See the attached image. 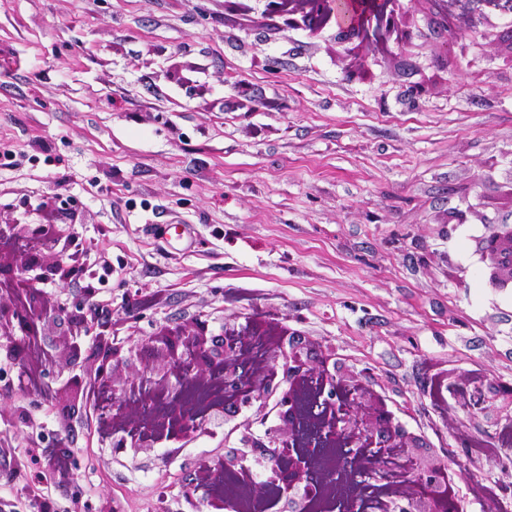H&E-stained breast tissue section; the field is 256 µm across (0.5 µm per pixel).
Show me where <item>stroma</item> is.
Here are the masks:
<instances>
[{
	"label": "stroma",
	"mask_w": 512,
	"mask_h": 512,
	"mask_svg": "<svg viewBox=\"0 0 512 512\" xmlns=\"http://www.w3.org/2000/svg\"><path fill=\"white\" fill-rule=\"evenodd\" d=\"M267 2L0 0V226L52 225L44 247L80 250L83 267L39 296L108 320L75 348L62 318L0 339V512H222L201 467L243 461L240 432L264 438L275 410L121 448L87 363L112 345L151 373L153 337L195 322L277 323L334 355L418 436V464L455 473L464 512L489 510L474 484L512 480L467 446L502 434L512 391V295L468 247L512 223V0H458L494 34L463 28L446 47L404 0L401 42L355 66L335 27L286 25ZM31 342L52 359L37 390ZM437 372L500 394L435 399ZM54 454L72 477L44 497Z\"/></svg>",
	"instance_id": "stroma-1"
}]
</instances>
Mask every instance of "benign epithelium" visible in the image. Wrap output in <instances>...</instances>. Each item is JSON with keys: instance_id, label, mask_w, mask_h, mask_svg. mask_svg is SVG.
Returning <instances> with one entry per match:
<instances>
[{"instance_id": "obj_1", "label": "benign epithelium", "mask_w": 512, "mask_h": 512, "mask_svg": "<svg viewBox=\"0 0 512 512\" xmlns=\"http://www.w3.org/2000/svg\"><path fill=\"white\" fill-rule=\"evenodd\" d=\"M272 11L287 17L288 23L301 24L315 20L334 8L344 6L352 16L370 10L378 27L390 31L402 27L403 11L399 0H309L306 10L285 12L278 0L270 2ZM340 34L347 47L345 55L354 48L348 46L352 36L364 26L354 19L339 21ZM40 231L20 224L0 228V238L13 240L35 238ZM485 279L499 292L512 293V224H493L489 232L473 240ZM46 276L66 282L79 271L77 257L64 263L58 259L42 260ZM13 299L5 302L0 296V337L37 331L47 305L31 297V285L23 280L11 282ZM68 334L63 344L79 336L105 328V323L88 320L80 312L67 315ZM264 330L253 327H224L219 336H206L203 329L184 325L166 330L157 337L158 353L163 363L147 379L139 375L117 383L114 362L121 360V351L108 348L93 351L88 356L90 370L104 386L103 407L113 410L110 420L121 425L126 436L120 444L131 443L136 448H151L165 437L164 430L187 433L194 425L187 417L193 409L180 405L181 387L189 381L205 382L214 377L224 389V404L250 406L255 401L276 397L275 406L284 426L270 431L263 439L242 432L240 441L246 448L267 457L270 462L266 483L288 495L304 485L306 495L314 498L319 485L310 481L320 448L328 443L348 448L359 457H368L372 466L358 472L363 484L376 480L389 470L393 461L408 457L413 436L382 409L371 404L369 390L357 376L342 372L340 367L328 369L327 360L308 359L305 340L299 335L283 332L288 337V364L277 369L280 350L264 353L251 363L247 356L260 343ZM163 400L176 411L166 429L140 421L137 411L148 403ZM410 475L404 502L394 500L379 503L382 512H463L458 500L449 490H441L446 482V470L441 466L424 468L416 463L406 464Z\"/></svg>"}]
</instances>
